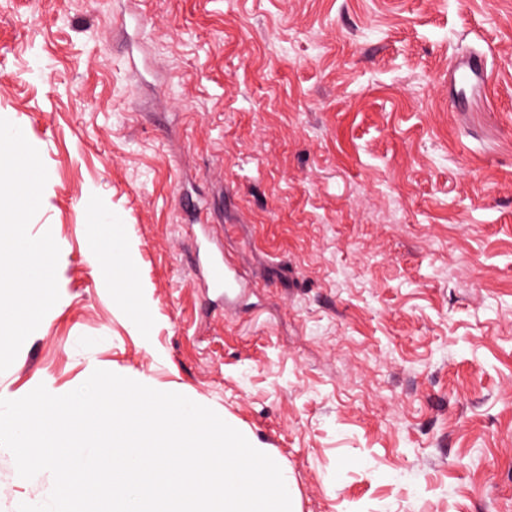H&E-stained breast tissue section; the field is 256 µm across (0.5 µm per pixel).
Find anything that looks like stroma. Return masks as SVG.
<instances>
[{"label":"stroma","instance_id":"obj_1","mask_svg":"<svg viewBox=\"0 0 512 512\" xmlns=\"http://www.w3.org/2000/svg\"><path fill=\"white\" fill-rule=\"evenodd\" d=\"M0 118L60 249L0 398L108 370L247 433L297 512H512V0H0ZM111 224L124 287L89 260ZM52 487L0 448V512ZM489 79L486 56L474 49L458 55L448 69V90L454 106L464 112L468 104L467 93L485 86ZM211 276L215 286L224 287V296H228L237 288H241L239 270L226 259L222 264L216 262L211 267Z\"/></svg>","mask_w":512,"mask_h":512}]
</instances>
